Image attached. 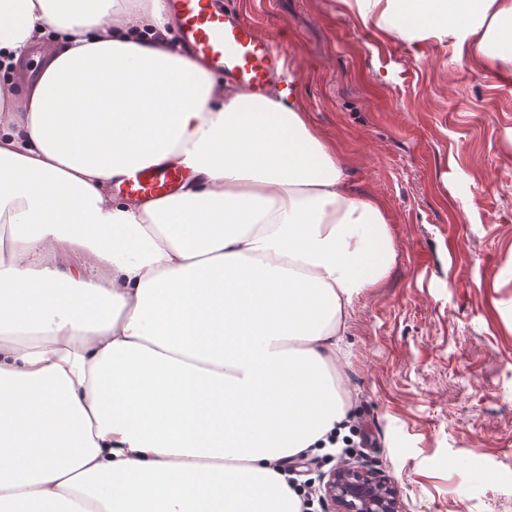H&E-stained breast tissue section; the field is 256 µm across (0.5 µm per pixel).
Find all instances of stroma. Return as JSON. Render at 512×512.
Masks as SVG:
<instances>
[{"label":"stroma","instance_id":"1","mask_svg":"<svg viewBox=\"0 0 512 512\" xmlns=\"http://www.w3.org/2000/svg\"><path fill=\"white\" fill-rule=\"evenodd\" d=\"M273 41L398 260L353 303L340 362L359 463L403 512H512V71L361 27L340 0H215Z\"/></svg>","mask_w":512,"mask_h":512}]
</instances>
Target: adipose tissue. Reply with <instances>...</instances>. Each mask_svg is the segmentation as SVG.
Masks as SVG:
<instances>
[{
  "label": "adipose tissue",
  "mask_w": 512,
  "mask_h": 512,
  "mask_svg": "<svg viewBox=\"0 0 512 512\" xmlns=\"http://www.w3.org/2000/svg\"><path fill=\"white\" fill-rule=\"evenodd\" d=\"M512 65V0H341ZM166 0H0V512H300L356 297L398 253L286 90H225ZM188 175L114 195L130 171ZM181 178L182 171L178 167L168 164L147 166L137 168L119 189L129 196L152 199L171 194Z\"/></svg>",
  "instance_id": "adipose-tissue-1"
}]
</instances>
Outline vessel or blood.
<instances>
[{
	"label": "vessel or blood",
	"mask_w": 512,
	"mask_h": 512,
	"mask_svg": "<svg viewBox=\"0 0 512 512\" xmlns=\"http://www.w3.org/2000/svg\"><path fill=\"white\" fill-rule=\"evenodd\" d=\"M178 20L180 41L194 57L225 78L264 94L275 79L282 54L250 24L214 6L212 0H167ZM180 168L160 164L136 169L120 186L123 194L152 199L171 194Z\"/></svg>",
	"instance_id": "1"
}]
</instances>
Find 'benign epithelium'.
<instances>
[{
    "mask_svg": "<svg viewBox=\"0 0 512 512\" xmlns=\"http://www.w3.org/2000/svg\"><path fill=\"white\" fill-rule=\"evenodd\" d=\"M326 512H400L397 490L375 470L343 464L334 468L323 485Z\"/></svg>",
    "mask_w": 512,
    "mask_h": 512,
    "instance_id": "7a95c632",
    "label": "benign epithelium"
}]
</instances>
